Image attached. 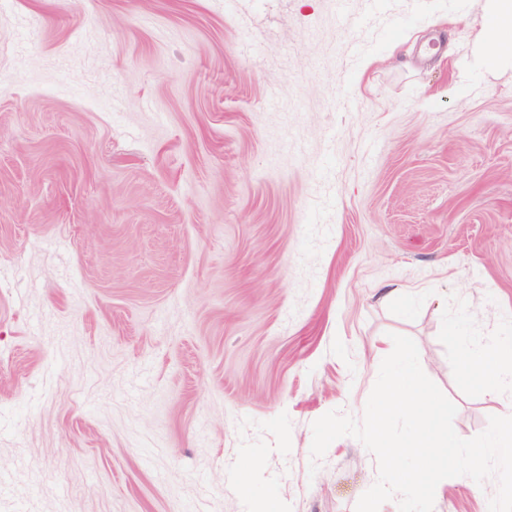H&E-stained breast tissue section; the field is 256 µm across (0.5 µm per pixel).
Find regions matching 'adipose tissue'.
<instances>
[{"label": "adipose tissue", "mask_w": 512, "mask_h": 512, "mask_svg": "<svg viewBox=\"0 0 512 512\" xmlns=\"http://www.w3.org/2000/svg\"><path fill=\"white\" fill-rule=\"evenodd\" d=\"M477 63L496 72L503 62H512V0H485L476 36Z\"/></svg>", "instance_id": "adipose-tissue-1"}]
</instances>
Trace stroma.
<instances>
[{
    "instance_id": "stroma-1",
    "label": "stroma",
    "mask_w": 512,
    "mask_h": 512,
    "mask_svg": "<svg viewBox=\"0 0 512 512\" xmlns=\"http://www.w3.org/2000/svg\"><path fill=\"white\" fill-rule=\"evenodd\" d=\"M484 0L0 9V512H355L392 335L472 438L447 296L512 317V70ZM401 295H392V288ZM444 479L433 512H489ZM476 42L484 70L494 73L504 61L512 65V0H485Z\"/></svg>"
}]
</instances>
